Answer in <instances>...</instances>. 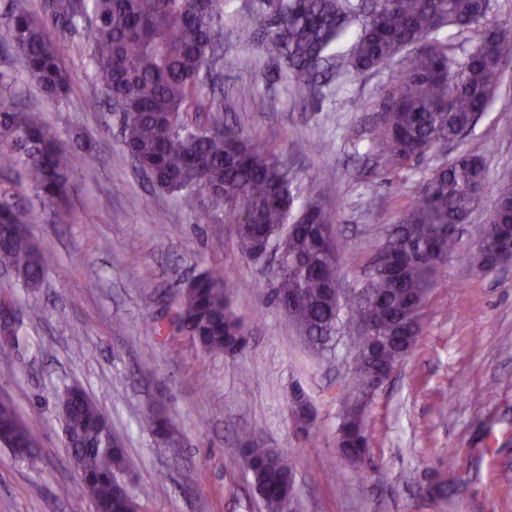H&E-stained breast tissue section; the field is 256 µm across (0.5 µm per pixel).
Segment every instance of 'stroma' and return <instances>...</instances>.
<instances>
[{
  "label": "stroma",
  "instance_id": "1",
  "mask_svg": "<svg viewBox=\"0 0 512 512\" xmlns=\"http://www.w3.org/2000/svg\"><path fill=\"white\" fill-rule=\"evenodd\" d=\"M249 5L228 0L224 9V118L251 139L275 142L303 175L325 171L335 180L327 204L345 242L340 288L349 290L438 160L390 171L371 142L389 71L330 80L321 98L308 99L264 53V32L241 38L238 16ZM49 36L69 97H103L85 34ZM7 38L0 23L8 84L0 94L45 113L72 154L75 178L73 215L62 221L0 164V192L34 209L30 229L48 257L35 288L0 271V335L18 323L29 342L19 353L0 338V397L29 422L43 460L30 469L0 445V512H71L83 497L58 409L68 387L82 388L121 437L141 512H266L241 460L237 437L246 430L292 459L297 512H512V266L472 267V238L461 236L430 295L423 335L367 407L370 463L353 467L336 448L343 403L356 395L350 324H341L331 350L311 353L267 297L269 266L241 257L231 225L200 223L208 199L150 182L127 154L114 113L48 102L6 52ZM242 84L254 85L253 97L236 96ZM506 125L512 89L449 146V158L481 157L489 185L512 179V139L499 135ZM205 269L236 285L232 305L250 331L237 358H213L185 337L152 331L176 285ZM148 286L156 293L149 306ZM298 390L313 414L308 442L291 418ZM151 410L172 419L177 446L141 429Z\"/></svg>",
  "mask_w": 512,
  "mask_h": 512
}]
</instances>
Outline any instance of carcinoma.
I'll use <instances>...</instances> for the list:
<instances>
[{
	"instance_id": "obj_1",
	"label": "carcinoma",
	"mask_w": 512,
	"mask_h": 512,
	"mask_svg": "<svg viewBox=\"0 0 512 512\" xmlns=\"http://www.w3.org/2000/svg\"><path fill=\"white\" fill-rule=\"evenodd\" d=\"M226 0H87L85 12L73 0H42V19L21 9L4 15L10 51L29 80L53 103L95 111V97L72 100L58 52L45 25L75 31L93 18L92 61L105 96L121 105L124 147L157 186L170 192L203 194L210 210L205 222L234 228L241 256L256 261L272 248L288 260L276 265L270 297L309 346L325 348L335 337L342 305L328 290L329 259L341 251L331 214L321 196L333 192L322 173L304 185L282 151L254 143L224 122V104L206 92L205 79L220 83L224 57ZM490 0H257L241 14L245 33L263 30V49L280 71L322 93L321 79L346 72H372L398 61L376 104L374 150L387 167L400 171L429 153H448V144L469 132L487 110L504 78L509 50L502 30L490 25ZM477 29L476 45L458 56L441 36L445 28ZM345 55L336 46L347 35ZM0 157L20 167L34 196L61 215H71V153L58 141L39 109L0 105ZM489 190L483 161L464 155L437 167L385 243L394 250L391 267L369 269L357 298L346 311L353 326L370 324L381 340L356 332L352 377L357 390L403 361L423 333L426 307L438 272L457 250L450 225L470 222ZM496 218L476 227L485 248L474 253L483 270L496 268L512 225V182L494 190ZM30 211L0 193V267L27 288L37 287L48 263L27 225ZM153 330L188 337L212 357H234L247 345L243 321L231 306L224 276L203 271L176 290L167 322ZM66 431L71 462L94 512H137L124 481L125 456L112 446L111 427L81 389H68ZM296 430L309 431L303 394L292 401ZM0 442L31 467L39 458L30 427L11 403L0 401ZM369 437L365 414H348L336 431V448L360 453ZM243 461L269 512L295 495L292 460L256 435L242 440Z\"/></svg>"
}]
</instances>
